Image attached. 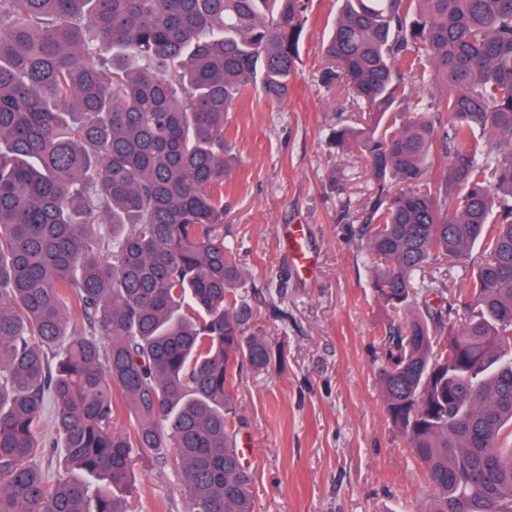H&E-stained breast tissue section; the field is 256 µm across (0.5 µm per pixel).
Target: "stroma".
<instances>
[{
    "label": "stroma",
    "mask_w": 512,
    "mask_h": 512,
    "mask_svg": "<svg viewBox=\"0 0 512 512\" xmlns=\"http://www.w3.org/2000/svg\"><path fill=\"white\" fill-rule=\"evenodd\" d=\"M337 0H308L301 60L287 97L250 92L226 116L238 165L224 181V241L235 250L248 331L267 344L262 371L234 382L242 462L254 473L256 512H426L432 488L380 386L389 311L370 286L359 216L372 190L356 151L336 128L364 122L348 85L323 83L319 51ZM305 227L313 254L304 275L282 244ZM130 512H186L174 475L137 460Z\"/></svg>",
    "instance_id": "stroma-1"
}]
</instances>
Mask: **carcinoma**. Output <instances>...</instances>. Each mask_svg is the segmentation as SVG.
Returning <instances> with one entry per match:
<instances>
[{
	"instance_id": "cac0c4a2",
	"label": "carcinoma",
	"mask_w": 512,
	"mask_h": 512,
	"mask_svg": "<svg viewBox=\"0 0 512 512\" xmlns=\"http://www.w3.org/2000/svg\"><path fill=\"white\" fill-rule=\"evenodd\" d=\"M305 11L0 0V512H128L139 457L187 512H255L232 385L269 350L231 291L224 117L288 96ZM321 54L369 112L334 137L373 183L380 383L427 512H512V0H342ZM462 260L456 324L430 296ZM57 447L102 485L49 479Z\"/></svg>"
}]
</instances>
